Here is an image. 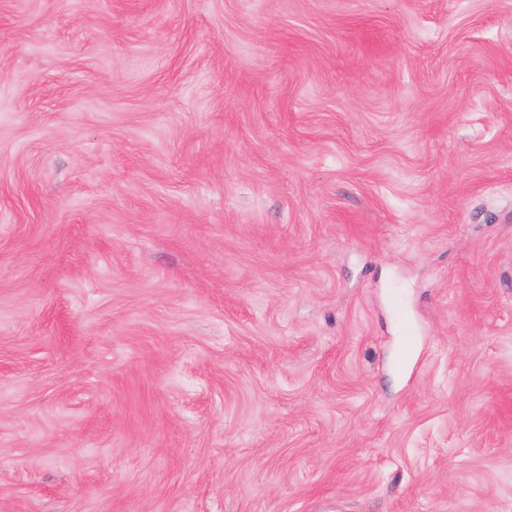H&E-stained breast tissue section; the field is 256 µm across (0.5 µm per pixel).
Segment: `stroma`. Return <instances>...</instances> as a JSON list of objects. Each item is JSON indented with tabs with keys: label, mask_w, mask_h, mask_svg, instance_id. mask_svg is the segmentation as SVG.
I'll return each mask as SVG.
<instances>
[{
	"label": "stroma",
	"mask_w": 512,
	"mask_h": 512,
	"mask_svg": "<svg viewBox=\"0 0 512 512\" xmlns=\"http://www.w3.org/2000/svg\"><path fill=\"white\" fill-rule=\"evenodd\" d=\"M0 512H512V0H0Z\"/></svg>",
	"instance_id": "obj_1"
}]
</instances>
